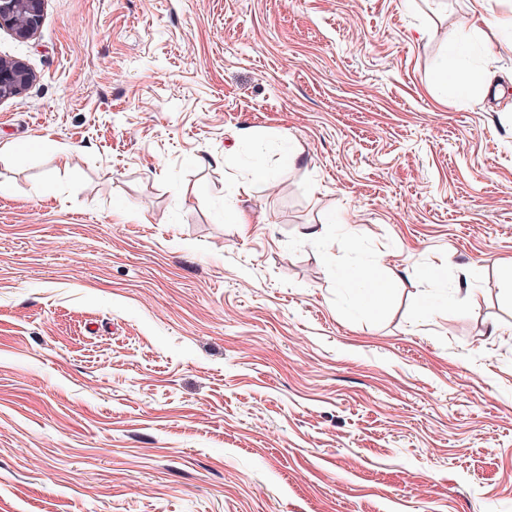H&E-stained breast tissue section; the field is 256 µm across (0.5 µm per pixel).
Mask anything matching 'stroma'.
<instances>
[{"mask_svg": "<svg viewBox=\"0 0 512 512\" xmlns=\"http://www.w3.org/2000/svg\"><path fill=\"white\" fill-rule=\"evenodd\" d=\"M469 19L45 0L0 30L35 74L0 103V512H512V0L446 97ZM45 0H0V29L27 40L40 27ZM436 80L438 85L448 93V86L452 92L457 94L466 93L472 84L471 71L462 65H455L449 74L448 79V60L444 62L441 68L437 71Z\"/></svg>", "mask_w": 512, "mask_h": 512, "instance_id": "stroma-1", "label": "stroma"}]
</instances>
